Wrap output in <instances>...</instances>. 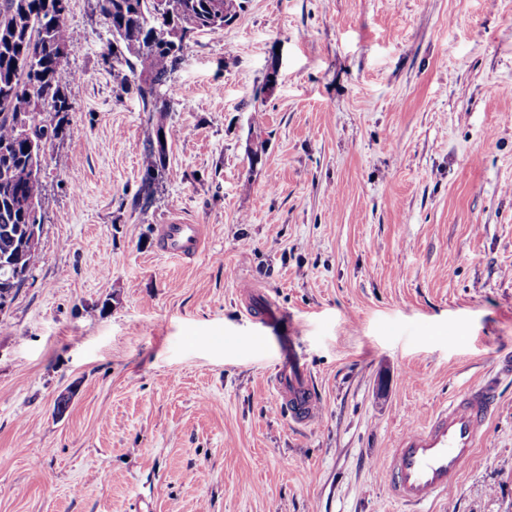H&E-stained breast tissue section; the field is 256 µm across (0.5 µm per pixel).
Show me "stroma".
<instances>
[{"label":"stroma","instance_id":"35a3bbf8","mask_svg":"<svg viewBox=\"0 0 512 512\" xmlns=\"http://www.w3.org/2000/svg\"><path fill=\"white\" fill-rule=\"evenodd\" d=\"M68 5L75 110L0 314V512H411L385 458L485 384L498 406L432 512H512V0H246L172 75L147 205L148 114L96 0ZM175 219L196 255L164 253ZM247 282L300 330L309 425L275 404Z\"/></svg>","mask_w":512,"mask_h":512}]
</instances>
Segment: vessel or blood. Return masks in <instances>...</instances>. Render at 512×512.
Returning a JSON list of instances; mask_svg holds the SVG:
<instances>
[{"label": "vessel or blood", "instance_id": "b4317fda", "mask_svg": "<svg viewBox=\"0 0 512 512\" xmlns=\"http://www.w3.org/2000/svg\"><path fill=\"white\" fill-rule=\"evenodd\" d=\"M162 239L167 253L175 256L196 254L201 247L199 230L193 224L165 225ZM239 301L245 313L262 327L255 343L264 345L273 338L279 341L273 380L278 408L286 410L295 423L314 421L321 403L308 365L298 351V332L283 334L287 316L266 292L247 286L240 290ZM495 404L491 386H470L423 425L404 430L384 461L392 500L419 507L453 491Z\"/></svg>", "mask_w": 512, "mask_h": 512}]
</instances>
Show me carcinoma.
<instances>
[{"instance_id":"1","label":"carcinoma","mask_w":512,"mask_h":512,"mask_svg":"<svg viewBox=\"0 0 512 512\" xmlns=\"http://www.w3.org/2000/svg\"><path fill=\"white\" fill-rule=\"evenodd\" d=\"M244 0H97L111 38L104 59L117 63L121 84L134 81L143 110V175L139 195L149 203L166 167L164 87L198 35L230 25ZM68 0H0V306L14 301L30 277L29 227L42 229L47 145L65 135L75 106L59 75L75 49ZM43 112L57 121L38 120Z\"/></svg>"}]
</instances>
